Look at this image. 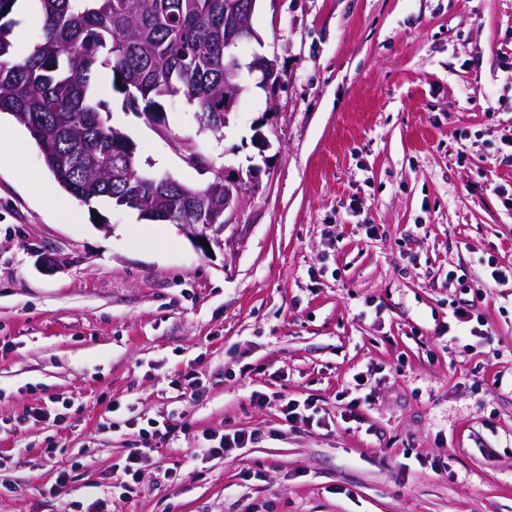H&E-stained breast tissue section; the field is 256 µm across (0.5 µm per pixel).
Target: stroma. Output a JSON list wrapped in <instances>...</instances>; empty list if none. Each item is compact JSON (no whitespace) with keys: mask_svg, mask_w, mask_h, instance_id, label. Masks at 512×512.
I'll return each mask as SVG.
<instances>
[{"mask_svg":"<svg viewBox=\"0 0 512 512\" xmlns=\"http://www.w3.org/2000/svg\"><path fill=\"white\" fill-rule=\"evenodd\" d=\"M253 25L263 44L241 55L277 56L283 83L246 93L221 134L184 99L161 131L99 87L146 172L199 187L258 167L213 253L107 203L74 197L78 221L58 219L24 126L0 142V512H86L92 482L111 499L113 464L142 445L128 415L182 409L116 512H512V281L468 286L512 269V0H259ZM467 304L481 335L451 326ZM358 373L372 397L354 410ZM282 394L326 425H288ZM115 399L134 410L107 428ZM57 402L61 420L32 419ZM238 430L257 441L187 461Z\"/></svg>","mask_w":512,"mask_h":512,"instance_id":"obj_1","label":"stroma"}]
</instances>
